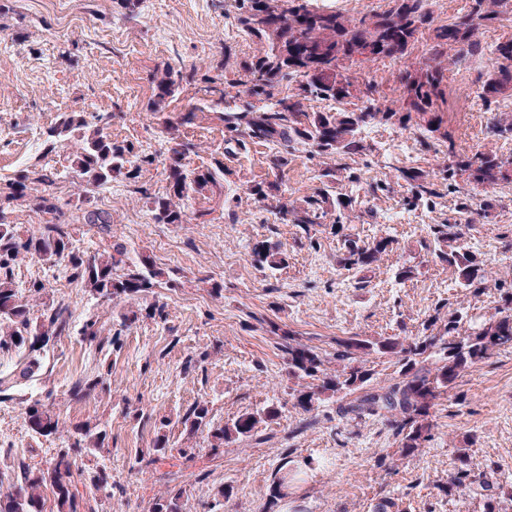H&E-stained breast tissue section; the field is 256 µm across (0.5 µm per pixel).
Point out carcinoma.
Here are the masks:
<instances>
[{
	"mask_svg": "<svg viewBox=\"0 0 512 512\" xmlns=\"http://www.w3.org/2000/svg\"><path fill=\"white\" fill-rule=\"evenodd\" d=\"M238 23L255 35L260 48L243 67L238 79L241 89L229 94L224 86V64L215 66L217 73H188L167 66L152 74L153 97L147 110L162 118L170 131L197 118L198 108L172 120L165 114L166 102L183 90V84L195 85L208 99L204 100L209 119L224 126L225 142L240 144L244 139H259L288 147L303 145L314 155L336 159L350 157L366 150L360 134L378 124L408 129L416 127L429 147L447 145L448 155L440 168L442 179L453 186L456 178L468 179L486 189L512 176V157L495 151H479L470 156L456 150L448 130L446 75L448 66L469 59L484 57L494 61L493 72L481 86L478 97L490 103L512 90V63H499L500 58L512 60V38L483 46L475 39L481 25L492 24L505 14H512V0H470L467 12L455 21L433 26L430 0H392L393 7L380 14H364L349 19L334 10L314 8L309 0H239ZM432 31L430 57L425 62L410 63L397 76L402 88L401 98L383 104L374 98L376 86L371 80L359 79L340 71L347 61L361 59L392 61L409 58L411 49L424 30ZM297 83L292 94L281 95V82ZM362 94L365 106L357 112H310L308 103L316 100L342 101ZM244 95L250 102L244 107L224 106ZM110 112H61L54 124L42 133L40 160L12 176L0 177V348L9 345L20 356L14 368L0 371V401L11 399L12 392L35 380L56 337L70 330L72 313L63 303L45 306L34 315L31 301L39 297L45 285L37 280L19 289L12 278V266L23 256L37 257L51 267L62 265L70 276L81 283L92 296L112 301L122 296L149 293L160 285L164 272L149 259L139 263L124 260V248L87 257L73 247L76 224L102 227L111 223L106 211L87 210L83 201L68 199L57 193L60 175L41 160L63 147L71 148V173L83 192L112 184L121 178L129 191L147 200L158 224L188 223L184 201L191 195L214 188L221 189L224 178V157L215 155L204 168L189 169L185 156L196 145L177 136L168 139L165 150L140 152L129 141L112 139L108 128ZM489 133L496 139L512 138V114L494 118ZM165 161L167 186L160 195H151L140 183L142 173ZM415 182V198L429 202L434 191L424 174L418 171L403 174ZM276 188L261 183L249 188L257 201L275 200L271 209L281 219L308 227L320 224L329 215L328 190L310 196L296 208L275 194ZM471 198L458 197L459 219L452 224H437L431 229L439 243L460 237L456 228L471 213ZM19 207L51 216L36 229L22 234L14 214ZM392 244L381 237L369 245L344 240V265L363 267L378 261ZM436 257L457 265L459 286L479 290L485 282V270L475 259L455 249L438 250ZM253 260L262 267L276 270L284 258L279 247L262 242L253 249ZM463 314H448L443 330L404 343L397 338L371 341L350 337L340 344L336 360L345 363L342 370L329 374L325 359L301 344H288L285 351L294 376L319 381L302 392L297 404L310 409L315 397L326 394L362 395L339 407L343 416H383L389 421L398 442L399 453L413 457L431 439L429 417L435 401L452 389L457 379L472 365L488 359L503 348H512V287L502 295V305L479 328L462 326ZM372 354L388 356L399 366L398 376L384 385H371L372 373L359 358ZM438 356L436 366L427 365ZM103 384L101 376H86L71 388V395L81 399ZM209 410L197 404L187 410L183 424L196 431L210 424ZM28 428L36 435L66 433L65 445L56 449L46 467L22 468L20 479L5 492L0 491V512H44L43 490L51 489L56 512H81L72 492L76 456L95 454L105 447L106 430L87 424L68 425L39 399L28 404L25 411ZM258 423L250 414L237 417L230 424L211 430L214 449L224 447L233 438L251 436ZM474 478L470 458L458 457L457 476L448 486L453 491ZM182 488L172 487L153 503L150 512H182Z\"/></svg>",
	"mask_w": 512,
	"mask_h": 512,
	"instance_id": "1",
	"label": "carcinoma"
}]
</instances>
